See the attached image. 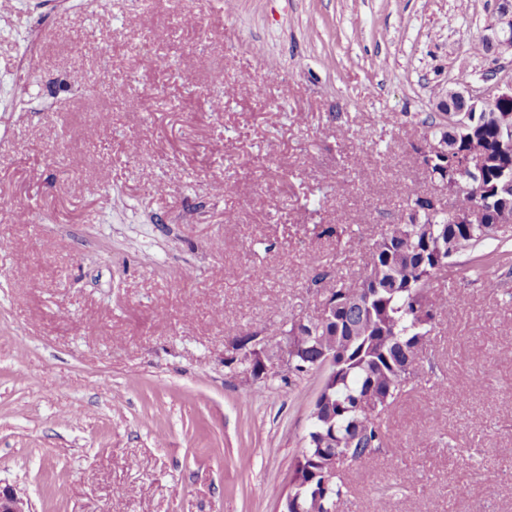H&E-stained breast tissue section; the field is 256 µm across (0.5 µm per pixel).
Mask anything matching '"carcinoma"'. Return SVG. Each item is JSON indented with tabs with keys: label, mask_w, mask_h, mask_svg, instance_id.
<instances>
[{
	"label": "carcinoma",
	"mask_w": 512,
	"mask_h": 512,
	"mask_svg": "<svg viewBox=\"0 0 512 512\" xmlns=\"http://www.w3.org/2000/svg\"><path fill=\"white\" fill-rule=\"evenodd\" d=\"M491 108L500 113L479 112L464 126H453L446 113H436L427 119L424 145L418 148L432 181L448 177L462 223L426 208L417 190L407 191L399 223L390 225L356 276L338 278L330 289L332 301L358 295L361 303L336 308L332 322L309 326L292 319L275 329L274 335L296 336L302 345L294 361L298 376L318 370L319 347L336 352V373L323 377L321 397L310 410L306 451L290 471L288 512H337L351 494L343 472L386 447L385 414L412 382L413 373L405 367L418 362L441 313L433 291L441 274L438 262L452 267L459 256L471 253L464 271L483 281L489 266L512 258V225L491 223V211L512 203V133L498 127L506 116L502 105L495 101ZM431 141L447 142L463 159L489 157L492 164L482 184L458 185L452 163L424 152ZM488 239L498 241V251L478 253Z\"/></svg>",
	"instance_id": "obj_1"
}]
</instances>
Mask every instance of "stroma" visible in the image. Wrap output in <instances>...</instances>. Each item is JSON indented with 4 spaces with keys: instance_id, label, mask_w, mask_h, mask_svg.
I'll return each instance as SVG.
<instances>
[{
    "instance_id": "obj_1",
    "label": "stroma",
    "mask_w": 512,
    "mask_h": 512,
    "mask_svg": "<svg viewBox=\"0 0 512 512\" xmlns=\"http://www.w3.org/2000/svg\"><path fill=\"white\" fill-rule=\"evenodd\" d=\"M498 6L0 0V484L32 512H277L320 377L254 378L232 342L319 310L406 188L437 192L421 122L512 77L481 44ZM490 273L438 277L340 512H512V266Z\"/></svg>"
}]
</instances>
